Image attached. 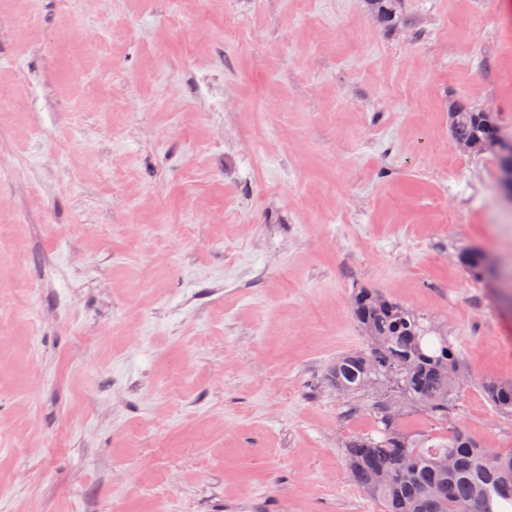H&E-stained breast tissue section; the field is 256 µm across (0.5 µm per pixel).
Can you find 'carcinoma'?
<instances>
[{
	"label": "carcinoma",
	"mask_w": 512,
	"mask_h": 512,
	"mask_svg": "<svg viewBox=\"0 0 512 512\" xmlns=\"http://www.w3.org/2000/svg\"><path fill=\"white\" fill-rule=\"evenodd\" d=\"M454 138L468 153H490L501 159L512 152V139L504 137L492 112H480L461 101L448 107ZM482 280L491 265L484 255L465 257ZM352 309L361 331L370 340L366 353L339 356L329 377L343 391L359 390L378 379L448 420V396L459 384L460 361L448 338L407 307L386 299L372 288H360ZM495 409L512 414V380L487 386ZM347 471L352 481L382 512H470L483 503L482 512H512V453L502 455L482 448L455 427L441 437L407 436L396 421L386 425L382 437H349L344 443Z\"/></svg>",
	"instance_id": "obj_1"
}]
</instances>
